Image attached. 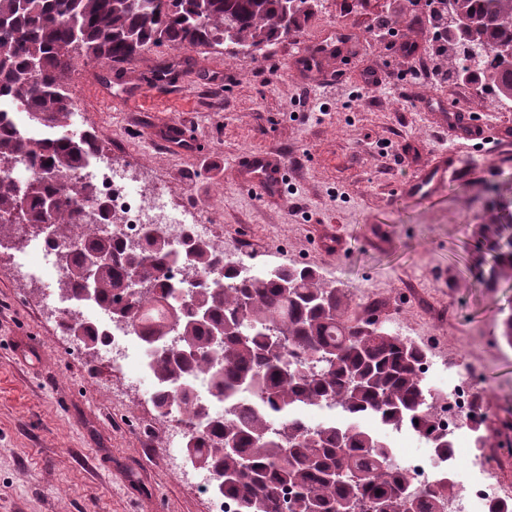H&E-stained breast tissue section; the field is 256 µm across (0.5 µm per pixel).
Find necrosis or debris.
Segmentation results:
<instances>
[{
    "label": "necrosis or debris",
    "instance_id": "1",
    "mask_svg": "<svg viewBox=\"0 0 512 512\" xmlns=\"http://www.w3.org/2000/svg\"><path fill=\"white\" fill-rule=\"evenodd\" d=\"M95 187L98 197L109 208L113 233L124 243H138L147 227H156L170 242L173 250H180L186 236L210 238L215 234L213 225L203 223L194 211L176 210L168 201L167 191L148 185L139 169L116 165L104 160L90 161L84 169ZM56 247L53 240L43 236L30 239L14 265L18 271L35 276L44 284L59 279L61 270L55 262ZM87 319L107 332L102 347L105 359L118 366L126 379L146 393L156 391L151 372L152 355L136 330L126 323H114L96 302L83 305ZM443 384L448 397L436 407V421L454 442H462L465 427L479 422L483 407L475 400L472 382L464 368L445 369ZM410 451L407 470L412 480H436L460 466L459 455L447 459L435 458L422 452V438L407 433L400 441Z\"/></svg>",
    "mask_w": 512,
    "mask_h": 512
}]
</instances>
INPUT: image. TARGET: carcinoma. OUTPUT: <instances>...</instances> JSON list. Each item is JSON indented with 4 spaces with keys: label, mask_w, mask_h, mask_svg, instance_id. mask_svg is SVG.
Returning <instances> with one entry per match:
<instances>
[{
    "label": "carcinoma",
    "mask_w": 512,
    "mask_h": 512,
    "mask_svg": "<svg viewBox=\"0 0 512 512\" xmlns=\"http://www.w3.org/2000/svg\"><path fill=\"white\" fill-rule=\"evenodd\" d=\"M456 11L475 26L466 39L448 36L461 48L460 74L475 73L502 102L512 101V69L500 48L512 43V0H455ZM311 11V0H0V99L24 111L50 135L19 132L0 111V168L36 169L15 181L0 174V241L12 230L18 196L28 194L23 224L55 225V237L77 242L62 249L57 263L64 297L85 299V254L103 257L91 300L113 321L132 322L144 341L163 337L179 343L153 357L162 391L179 402L193 428L187 453L201 468L224 475V496L239 512H447L457 495L451 474L434 485H415L398 464L386 436L363 427L365 413L386 430L417 433L436 455L452 442L438 430L433 409L437 393L425 387L419 364L424 350L386 325L368 332L373 313L351 314L343 289L325 282L309 266H277L240 278L224 264V248L186 237L187 264L208 276L224 270L230 287L196 284L188 296L208 313L200 320L185 312L172 281L173 252L159 231H147L134 246L112 237L103 221L108 208L93 187L75 176L92 152L102 149L95 134L69 137L74 116L63 77L79 53L112 68L144 50L216 47L238 55L262 51ZM480 231L495 237L493 276L512 280V234L498 224ZM139 276L140 285L132 284ZM224 328V341L213 331ZM67 336L99 349L101 331L86 320L64 327ZM210 375L212 394L224 399V413L184 388L186 379ZM334 406L341 424L310 425L295 410Z\"/></svg>",
    "instance_id": "obj_1"
}]
</instances>
